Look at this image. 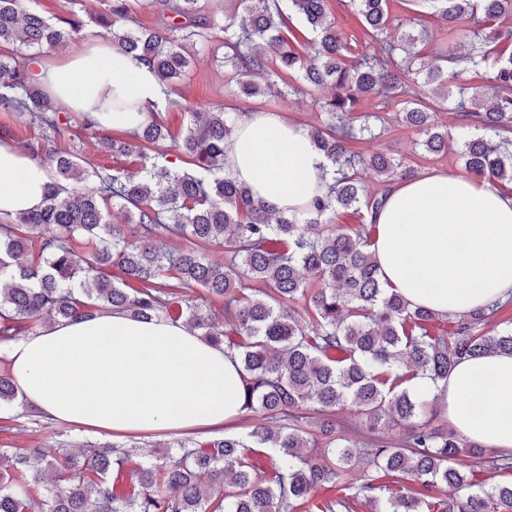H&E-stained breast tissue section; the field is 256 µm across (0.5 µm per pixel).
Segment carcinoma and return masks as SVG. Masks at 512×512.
<instances>
[{
    "label": "carcinoma",
    "mask_w": 512,
    "mask_h": 512,
    "mask_svg": "<svg viewBox=\"0 0 512 512\" xmlns=\"http://www.w3.org/2000/svg\"><path fill=\"white\" fill-rule=\"evenodd\" d=\"M27 2L0 0V46H12L0 54V110L38 128L29 149L51 181L40 210L0 219V345L60 320L103 313L181 321L238 361L241 411L254 423L245 436L153 444L137 485L125 491L118 482L135 443L84 444L76 454L0 448V512H296L356 466L364 468V482L351 498L327 499L323 512H350L359 498L375 512L512 507V481L477 488L464 473L463 458H481L487 449L432 426L436 399L400 387L420 375L446 379L464 358L512 355V328L485 330L505 304L442 316L386 288L369 250L372 215L385 192L365 193L360 171L387 188L417 171L384 152L358 156L348 147L372 132L370 114L359 125L351 115L396 97L400 124L422 135L425 152L444 153L448 129L432 121V112L450 104L464 168L493 187L512 184V30L499 28L512 17V0H417L448 28V41L470 39L465 54L448 49L439 63L418 68L410 53L417 37L389 36V0H350L369 41L384 44L381 54H366L354 66L345 63L352 44L329 16L327 0H239L246 16L238 22L203 14L200 0H149L171 13L161 30L129 26L128 0H107L95 24L114 48L150 66L168 104L180 96L177 82L190 63L186 43L206 40L224 47L240 100L334 89L318 101L323 125L309 131L332 171L309 204L289 214L268 209L224 172V150L239 120L229 107L185 106L191 121L178 136L151 113L134 138L144 150L168 148L175 160L150 164L143 153L138 176L93 167L74 148L58 147L74 140V128L101 125L31 82L25 56L82 39L85 24L52 23ZM294 16L313 35L307 55ZM262 42L276 51L273 67L258 51ZM490 66L494 76L480 90L490 96L489 107L479 109L465 86L453 96L454 81L465 74L482 81ZM131 148L101 138V151L116 160ZM340 210L353 211L361 224H333ZM212 245L224 247L227 262L205 257ZM191 288L221 299L220 308L194 304L186 294ZM445 317L451 330L430 332ZM17 398L5 365L0 406ZM346 405L363 428L336 420ZM258 448L276 451L270 479L252 463ZM389 477L419 489L393 492ZM448 487L454 497L431 501L429 492Z\"/></svg>",
    "instance_id": "1"
}]
</instances>
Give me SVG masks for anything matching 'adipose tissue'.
<instances>
[{"label": "adipose tissue", "instance_id": "1", "mask_svg": "<svg viewBox=\"0 0 512 512\" xmlns=\"http://www.w3.org/2000/svg\"><path fill=\"white\" fill-rule=\"evenodd\" d=\"M27 69L72 111L130 132L165 102L145 64L97 41L59 64L34 56ZM127 94L134 111H104L103 96ZM326 165L307 128L275 112L244 114L224 150L225 170L279 211L306 205ZM49 180L44 165L0 140V217L39 209ZM375 222L381 279L412 306L459 314L512 298V195L428 172L395 182ZM6 351L20 401L51 422L101 434H186L239 415L238 365L180 322L101 314L19 337ZM409 389L433 391L463 437L512 453V355L469 359L437 387L418 378Z\"/></svg>", "mask_w": 512, "mask_h": 512}]
</instances>
